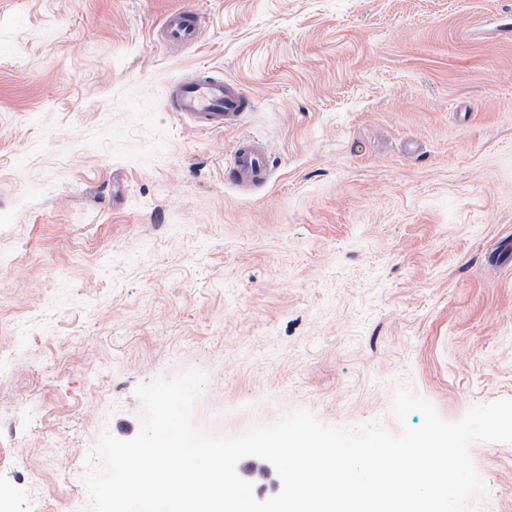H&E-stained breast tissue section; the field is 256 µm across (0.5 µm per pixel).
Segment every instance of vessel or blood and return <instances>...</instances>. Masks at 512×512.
<instances>
[{"mask_svg":"<svg viewBox=\"0 0 512 512\" xmlns=\"http://www.w3.org/2000/svg\"><path fill=\"white\" fill-rule=\"evenodd\" d=\"M202 32L200 19L190 10L167 16L156 33L165 45L189 46ZM166 100L178 118L198 130H220L239 123L252 101L241 83L200 71L172 83ZM228 182L247 192L268 183L271 153L265 142L249 135L240 136L232 144L225 162Z\"/></svg>","mask_w":512,"mask_h":512,"instance_id":"obj_1","label":"vessel or blood"}]
</instances>
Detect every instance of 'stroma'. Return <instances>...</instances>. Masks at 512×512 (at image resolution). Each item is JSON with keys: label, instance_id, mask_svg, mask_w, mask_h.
Wrapping results in <instances>:
<instances>
[{"label": "stroma", "instance_id": "35a3bbf8", "mask_svg": "<svg viewBox=\"0 0 512 512\" xmlns=\"http://www.w3.org/2000/svg\"><path fill=\"white\" fill-rule=\"evenodd\" d=\"M203 33L153 34L178 10ZM512 0H0V512L86 488L132 438L138 384L199 369L193 421L234 437L297 409L446 421L512 399ZM205 68L254 98L198 131L165 91ZM269 183L224 180L241 135ZM35 402L37 429L18 407ZM512 512V444L477 443ZM202 32L200 19L191 10L176 11L165 18L156 37L165 45L190 46Z\"/></svg>", "mask_w": 512, "mask_h": 512}]
</instances>
